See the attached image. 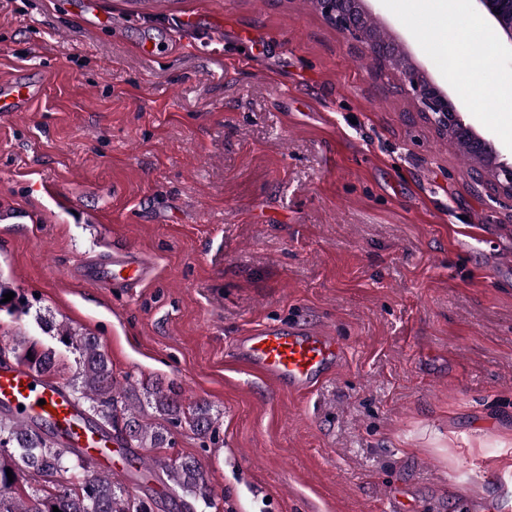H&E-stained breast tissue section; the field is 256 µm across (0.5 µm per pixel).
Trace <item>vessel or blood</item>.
<instances>
[{"mask_svg": "<svg viewBox=\"0 0 512 512\" xmlns=\"http://www.w3.org/2000/svg\"><path fill=\"white\" fill-rule=\"evenodd\" d=\"M44 77L0 81V112H25L39 100ZM153 266L140 249L128 248L83 267L85 282L133 289L150 279ZM346 347L329 334L295 324L267 323L238 337L234 360L279 390L301 395L330 377L342 363ZM0 409L20 422L43 421L59 439L97 461L101 471L115 473L112 436L95 428L64 385L20 365H0Z\"/></svg>", "mask_w": 512, "mask_h": 512, "instance_id": "1", "label": "vessel or blood"}]
</instances>
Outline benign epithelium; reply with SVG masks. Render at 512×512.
Masks as SVG:
<instances>
[{
	"label": "benign epithelium",
	"mask_w": 512,
	"mask_h": 512,
	"mask_svg": "<svg viewBox=\"0 0 512 512\" xmlns=\"http://www.w3.org/2000/svg\"><path fill=\"white\" fill-rule=\"evenodd\" d=\"M475 9L486 19L494 42L512 49V0H472ZM326 20L350 34L359 35L369 12L362 0H315ZM364 47L379 69L399 72L401 82L410 88L417 111L424 114L440 131L454 130L456 136L468 141L488 161L479 169V175L489 177L497 189L512 198V162H507L496 141L480 134L464 120L460 106L436 83L427 79L417 68L400 67L396 46L382 36H377Z\"/></svg>",
	"instance_id": "7a95c632"
}]
</instances>
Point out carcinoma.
Instances as JSON below:
<instances>
[{"label":"carcinoma","instance_id":"cac0c4a2","mask_svg":"<svg viewBox=\"0 0 512 512\" xmlns=\"http://www.w3.org/2000/svg\"><path fill=\"white\" fill-rule=\"evenodd\" d=\"M59 341L72 349L81 383L67 384L79 401L89 403V410L100 421L101 426L115 425L124 418L123 428L117 439L123 448H159L166 441L160 430L140 422L132 413L126 397L117 388L112 378V366L95 336H88L62 329L57 333ZM18 361L38 375H48L55 367L53 353L28 352L22 346L12 348ZM149 403L155 410L176 423L185 422L199 433H206L212 425L207 410L197 406L185 410L177 394L166 391L160 385L147 390ZM13 451L18 455L27 471L52 490L35 489L30 503L20 502L12 496L14 483L10 482L6 469L9 464L0 462V512H148L147 504L125 492L121 485L109 476L94 473L95 463L79 450L68 448L43 431V426L34 422L25 425L14 418L0 417V454ZM130 466L142 472L141 479L157 480L166 474L183 493L182 506L193 509V503H211L210 488L198 463L184 459L171 465L157 459L135 455Z\"/></svg>","mask_w":512,"mask_h":512}]
</instances>
